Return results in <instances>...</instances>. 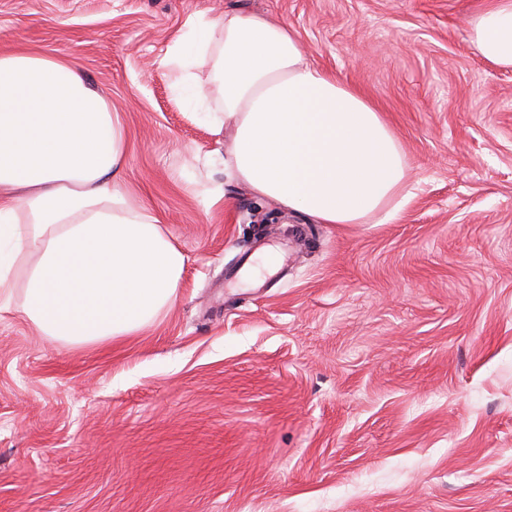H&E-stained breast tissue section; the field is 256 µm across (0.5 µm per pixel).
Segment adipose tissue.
<instances>
[{"label":"adipose tissue","instance_id":"1","mask_svg":"<svg viewBox=\"0 0 512 512\" xmlns=\"http://www.w3.org/2000/svg\"><path fill=\"white\" fill-rule=\"evenodd\" d=\"M474 37L487 60L512 68V0L480 13ZM207 58L216 109L202 118L213 134L233 132L227 176L323 224L396 215L400 140L370 102L308 61L288 24L195 15L159 65L188 90ZM125 164L118 113L72 63L0 51V310L20 301L42 334L82 347L133 335L173 304L185 256L130 197Z\"/></svg>","mask_w":512,"mask_h":512}]
</instances>
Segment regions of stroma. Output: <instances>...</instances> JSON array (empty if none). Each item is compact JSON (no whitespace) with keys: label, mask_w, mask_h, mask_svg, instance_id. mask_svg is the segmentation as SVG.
I'll return each instance as SVG.
<instances>
[{"label":"stroma","mask_w":512,"mask_h":512,"mask_svg":"<svg viewBox=\"0 0 512 512\" xmlns=\"http://www.w3.org/2000/svg\"><path fill=\"white\" fill-rule=\"evenodd\" d=\"M491 0H0V49L122 116L125 186L186 266L138 333L74 348L0 312V512H512V69ZM287 23L381 112L410 196L321 224L226 180L158 61L194 13ZM216 185L224 198L207 205ZM480 53L497 66L512 68V1L496 0L482 12L474 25Z\"/></svg>","instance_id":"35a3bbf8"}]
</instances>
